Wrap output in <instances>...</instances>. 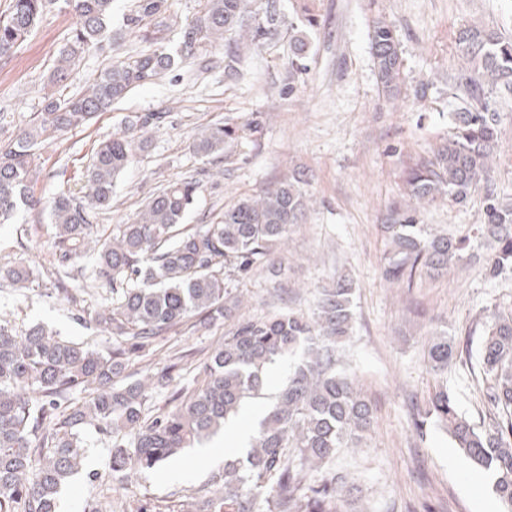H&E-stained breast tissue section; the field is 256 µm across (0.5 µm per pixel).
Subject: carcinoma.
<instances>
[{
	"label": "carcinoma",
	"instance_id": "obj_1",
	"mask_svg": "<svg viewBox=\"0 0 512 512\" xmlns=\"http://www.w3.org/2000/svg\"><path fill=\"white\" fill-rule=\"evenodd\" d=\"M48 2L9 0L0 11V57L31 35ZM112 3L67 0L77 24L58 51L51 81L66 80L86 53L112 50ZM167 10L168 0H133L124 17L127 32L139 36L151 25H166ZM279 23L276 0H199L196 14L179 25L175 43L135 50L77 94L48 98L30 125L0 147V223L20 207L35 205L32 174L44 145L235 34L228 65L233 68L240 45L273 39ZM368 37L379 87L393 98L405 80L396 30L376 18ZM456 47L468 64L462 83L469 105L453 113L448 139L407 168L412 205L394 208L382 225L393 251L382 276L393 284L411 285L422 273L446 274L463 259L489 280L512 272V203L498 199L490 179L499 125L492 98L512 92V37L468 24L459 29ZM155 119L151 113L126 117L123 129L98 144L83 172L84 195L78 199L62 191L49 210L62 267L94 245L112 301L89 318L119 344L100 353L40 324L19 334L0 323V512H57L60 489L82 469L80 433L87 426L120 438L112 448V471L125 480L178 457L259 394L268 366L286 355L296 362L246 458L224 459L222 485L200 496L195 512H344L348 505L368 512L354 496V483L326 473L341 453L365 445L375 419L341 347L353 333V280L341 276L321 288L310 317L288 311L246 318L241 295L228 287L232 278L255 270L275 274L272 258L306 208L302 179L294 175L258 197L240 199L195 229L183 227L182 220L198 183L170 182L132 221L112 225L103 240L94 234L90 212L112 207L114 183L148 149L146 134ZM237 136L238 130L217 123L202 129L191 148L202 157L219 155ZM479 191L485 222L473 233L453 237L417 223L421 207L443 198L464 204ZM0 277L21 288L33 281V271L18 262L0 267ZM194 317L203 323L224 320V342L203 361L202 383L189 394L175 392L177 404L148 420V398L169 384L170 367L132 380L126 374L130 358ZM461 356L482 406L493 414L484 428L460 409L448 386V367ZM427 362L441 383L414 428L422 431L430 418L439 423L453 447L492 474L495 494L505 512H512V310L490 315L476 356L469 348L459 351L448 332L433 333ZM76 390L89 391V399L71 406L67 395Z\"/></svg>",
	"mask_w": 512,
	"mask_h": 512
}]
</instances>
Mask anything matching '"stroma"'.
I'll return each mask as SVG.
<instances>
[{"instance_id":"1","label":"stroma","mask_w":512,"mask_h":512,"mask_svg":"<svg viewBox=\"0 0 512 512\" xmlns=\"http://www.w3.org/2000/svg\"><path fill=\"white\" fill-rule=\"evenodd\" d=\"M129 3L113 4L111 53H87L67 80L54 85L53 61L75 17L65 0H52L28 40L0 58V146L41 111L46 92L70 96L113 58L145 47L147 40L171 43L177 24L198 8V0H169L168 24L141 39L121 26ZM277 8L278 35L243 49L235 75L224 71V47L208 49L179 76L135 90L90 125L45 146L32 186L37 206L0 224V265L22 260L33 271L28 287L0 286V319L19 331L43 323L91 348L112 347L111 336L80 319L109 293L96 276L95 254L73 263L68 295L56 290L55 228L45 203L62 189L80 195L96 145L119 131L127 116L161 113L148 150L119 176L111 209L91 212L99 236L132 221L172 181L199 185L184 219L194 227L212 223L225 206L262 194L292 171L304 172L308 209L279 252L277 275L257 271L232 285L244 296L246 316L278 309L308 316L317 288L341 275L354 280L355 327L346 346L376 423L367 447L341 454L333 469L353 478L373 512H485L490 505L501 512L492 477L459 455L435 422L415 430L411 404L425 402L435 385L424 354L427 336L444 329L479 343L488 313L512 309V273L490 281L478 266L461 262L444 276L424 275L410 287L390 285L381 274L389 250L381 224L392 206L408 200L406 166L447 139L450 112L465 104L460 75L466 64L456 53L457 30L478 23L512 36V0H277ZM380 14L393 23L404 48L406 88L390 102L378 91L367 36ZM299 30L310 42L302 70L290 65ZM420 85L426 88L421 99L414 95ZM252 121L258 130L246 131ZM215 123L239 127L241 134L212 161L189 144ZM491 175L498 195L512 200V102L501 111ZM418 220L443 233H468L484 221V195L474 194L464 206L436 202ZM223 339V324H186L155 339L149 355L134 358L135 370L152 362L173 367L170 388L149 398L150 412L171 409L172 391L197 387L202 361ZM81 438L84 468L60 491L58 512H131L125 484L111 470V436L88 427ZM223 439L219 433L187 448L184 477L166 478L161 468L143 472L135 495L153 512H194L196 497L212 490L224 472L223 455L210 452Z\"/></svg>"}]
</instances>
